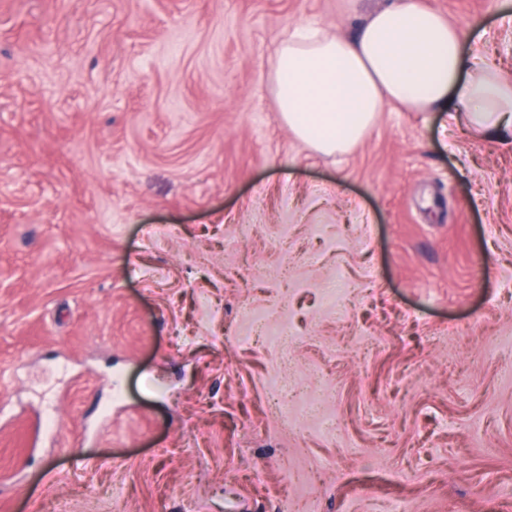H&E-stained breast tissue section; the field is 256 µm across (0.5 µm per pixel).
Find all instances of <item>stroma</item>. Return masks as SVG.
Listing matches in <instances>:
<instances>
[{
  "label": "stroma",
  "instance_id": "obj_1",
  "mask_svg": "<svg viewBox=\"0 0 512 512\" xmlns=\"http://www.w3.org/2000/svg\"><path fill=\"white\" fill-rule=\"evenodd\" d=\"M388 2L0 0V512H512V142L276 110Z\"/></svg>",
  "mask_w": 512,
  "mask_h": 512
}]
</instances>
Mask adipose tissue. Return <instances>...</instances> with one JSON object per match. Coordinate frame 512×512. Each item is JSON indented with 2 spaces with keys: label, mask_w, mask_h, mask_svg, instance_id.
Segmentation results:
<instances>
[{
  "label": "adipose tissue",
  "mask_w": 512,
  "mask_h": 512,
  "mask_svg": "<svg viewBox=\"0 0 512 512\" xmlns=\"http://www.w3.org/2000/svg\"><path fill=\"white\" fill-rule=\"evenodd\" d=\"M469 38L422 0H391L351 39L296 28L275 50L271 82L280 118L325 155L352 150L390 105L440 110L478 135L499 136L512 124V81L467 66Z\"/></svg>",
  "instance_id": "obj_1"
}]
</instances>
